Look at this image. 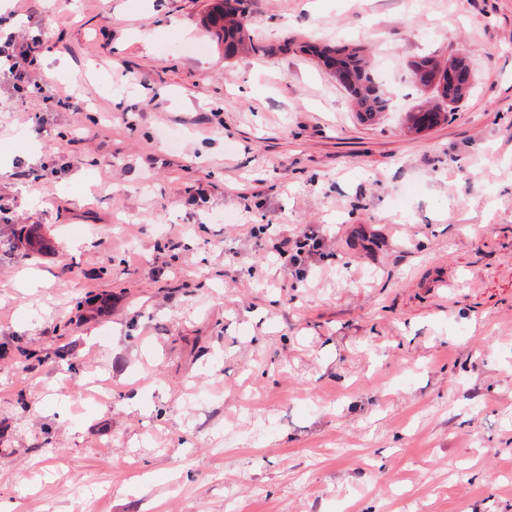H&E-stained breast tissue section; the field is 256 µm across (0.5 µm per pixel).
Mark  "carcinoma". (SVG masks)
Returning a JSON list of instances; mask_svg holds the SVG:
<instances>
[{"mask_svg": "<svg viewBox=\"0 0 512 512\" xmlns=\"http://www.w3.org/2000/svg\"><path fill=\"white\" fill-rule=\"evenodd\" d=\"M248 7V0H213L208 15V27L216 38L224 42V53L227 56L245 48L243 20L247 16ZM300 50L316 55L325 64L337 56L340 57L350 76L347 91L353 98L361 119L371 121L389 110L390 98L359 50L316 41L302 43ZM411 70L414 80L424 87L434 88L439 98H449L456 103L463 97V93L459 91L451 97L448 96V65L437 59L422 57L411 64ZM445 116L447 113L439 111L438 104L426 101L417 105L410 113L411 126L414 129H423L426 120L434 126Z\"/></svg>", "mask_w": 512, "mask_h": 512, "instance_id": "cac0c4a2", "label": "carcinoma"}]
</instances>
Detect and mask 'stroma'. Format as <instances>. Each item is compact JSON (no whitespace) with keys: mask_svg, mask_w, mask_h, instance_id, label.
<instances>
[{"mask_svg":"<svg viewBox=\"0 0 512 512\" xmlns=\"http://www.w3.org/2000/svg\"><path fill=\"white\" fill-rule=\"evenodd\" d=\"M307 3L250 0L273 52L232 58L212 0L0 15L55 95L0 79V502L512 512V0ZM424 55L475 85L414 133ZM299 47L301 51L317 55L326 66L336 54L339 55L350 76L347 91L353 98L362 120H374L382 112L389 110L390 98L359 50H349L347 46L321 44L316 41L303 42Z\"/></svg>","mask_w":512,"mask_h":512,"instance_id":"35a3bbf8","label":"stroma"}]
</instances>
